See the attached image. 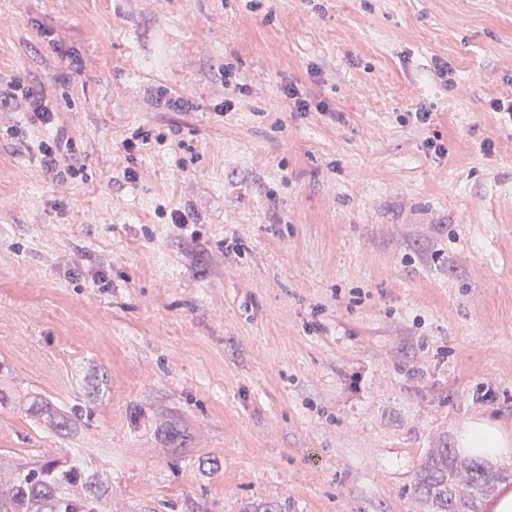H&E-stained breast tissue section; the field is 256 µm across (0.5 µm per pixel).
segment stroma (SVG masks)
<instances>
[{
	"instance_id": "obj_1",
	"label": "stroma",
	"mask_w": 512,
	"mask_h": 512,
	"mask_svg": "<svg viewBox=\"0 0 512 512\" xmlns=\"http://www.w3.org/2000/svg\"><path fill=\"white\" fill-rule=\"evenodd\" d=\"M0 78L56 109L0 111V452L110 512H420L512 430V0H0ZM12 93L9 96H1L0 91V110L2 107H6L11 100L15 97H19L17 93L20 91L21 98L27 102V107L30 110V121L32 124L39 123L40 125H52L55 120V110L50 100L46 98L42 93L33 90H24L19 84H11ZM56 130L50 141H43L41 149V167L45 172H54L71 159L72 142L70 138ZM456 447L480 460L512 464L511 432L487 416L466 421L456 434Z\"/></svg>"
}]
</instances>
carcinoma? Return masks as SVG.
<instances>
[{"mask_svg":"<svg viewBox=\"0 0 512 512\" xmlns=\"http://www.w3.org/2000/svg\"><path fill=\"white\" fill-rule=\"evenodd\" d=\"M59 464L42 453L24 460L0 454V512H108L104 480L86 459ZM512 472L461 458L446 445L429 450L414 484L425 512H480V501Z\"/></svg>","mask_w":512,"mask_h":512,"instance_id":"carcinoma-1","label":"carcinoma"}]
</instances>
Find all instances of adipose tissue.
Wrapping results in <instances>:
<instances>
[{"instance_id":"1","label":"adipose tissue","mask_w":512,"mask_h":512,"mask_svg":"<svg viewBox=\"0 0 512 512\" xmlns=\"http://www.w3.org/2000/svg\"><path fill=\"white\" fill-rule=\"evenodd\" d=\"M456 446L480 460L512 464V431L486 416L466 421L456 434Z\"/></svg>"}]
</instances>
